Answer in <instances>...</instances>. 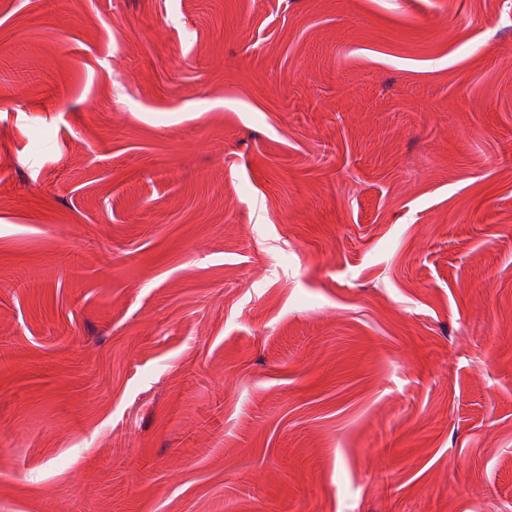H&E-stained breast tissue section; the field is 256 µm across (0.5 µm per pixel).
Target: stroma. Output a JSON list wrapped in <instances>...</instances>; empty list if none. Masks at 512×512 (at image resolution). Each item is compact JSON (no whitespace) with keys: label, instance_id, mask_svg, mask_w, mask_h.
Segmentation results:
<instances>
[{"label":"stroma","instance_id":"35a3bbf8","mask_svg":"<svg viewBox=\"0 0 512 512\" xmlns=\"http://www.w3.org/2000/svg\"><path fill=\"white\" fill-rule=\"evenodd\" d=\"M0 512H512V0H0Z\"/></svg>","mask_w":512,"mask_h":512}]
</instances>
